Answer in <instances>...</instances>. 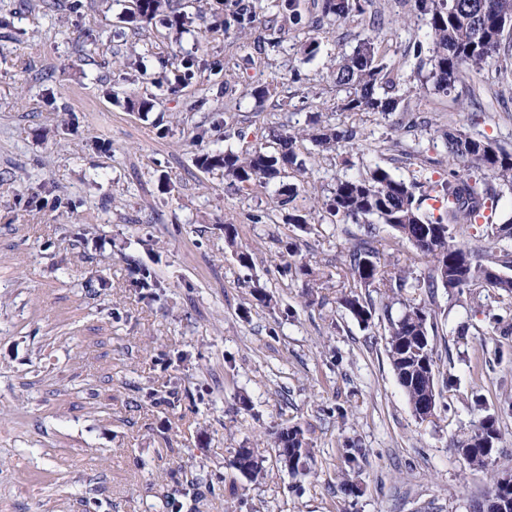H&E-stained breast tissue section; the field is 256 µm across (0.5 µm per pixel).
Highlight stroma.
<instances>
[{
	"label": "stroma",
	"instance_id": "1",
	"mask_svg": "<svg viewBox=\"0 0 512 512\" xmlns=\"http://www.w3.org/2000/svg\"><path fill=\"white\" fill-rule=\"evenodd\" d=\"M232 3L169 0L141 26L127 20L130 0H0V512H470L492 472H512V333L485 317L498 296L416 293L449 382L436 416L418 420L385 352L384 310L401 305L357 289L374 308L367 326L340 306L365 229L323 202L336 178L374 161L405 180L447 178L455 130L512 152V30L466 84L406 93L400 111L431 119L407 134L396 115L340 111L336 64L371 37L410 74L406 48L426 31L413 0H373L376 23L306 33L270 25L266 8L245 31L224 30ZM179 13L190 18L180 32L168 26ZM313 113L362 137L329 153L304 141L296 205L308 232L284 223L270 190L239 191L196 165L195 125L223 122L204 148L251 149ZM87 224L98 244L80 240ZM228 224L253 268L237 262ZM290 237L322 279L310 306L301 279L281 273ZM137 238L154 250L132 251ZM141 268L165 285L155 300L131 286ZM489 414L501 440L491 470H474L455 442ZM294 423L313 448L307 476L271 461L261 482L234 478L239 448ZM351 447L366 453L354 496L342 491Z\"/></svg>",
	"mask_w": 512,
	"mask_h": 512
}]
</instances>
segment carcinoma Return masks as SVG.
<instances>
[{"label":"carcinoma","instance_id":"cac0c4a2","mask_svg":"<svg viewBox=\"0 0 512 512\" xmlns=\"http://www.w3.org/2000/svg\"><path fill=\"white\" fill-rule=\"evenodd\" d=\"M320 18L334 23L363 17L372 0H316ZM167 0H142L132 18L148 25L162 13ZM414 7L426 26L428 55H423V42L412 43L413 55L420 66L407 78L384 63L379 49L371 40L358 41L353 52L336 65V83L345 91L340 110L349 114L373 112L388 115L398 108L403 82L430 83L438 92L446 93L457 83H465L472 69L491 62L500 52L505 30L512 26V0H414ZM256 17L255 0H236L234 8L224 15V30H244ZM317 126L309 134L306 129H273L271 145L237 151L227 147L218 151H202L196 157L199 168L220 171L239 190L255 186H274L276 210L288 212L285 223L304 230L305 216L298 214L295 201L300 185L287 180L288 172L303 174L308 158L302 142L309 138L321 150L329 152L352 145L358 138L357 127L342 123L320 125L319 117L311 118ZM448 157L466 167L451 169L448 179L431 184L417 179L405 181L393 176L378 163L366 166L354 177H338L325 202L326 212L353 224H385L399 239L408 242L418 255L432 266L423 277L387 261H380L375 237L354 246L349 254L353 279L361 288L382 284L394 295L407 289H423L432 295L439 288L448 294H461L471 288H492L499 297L498 312H488L489 324L512 331V275L490 277L489 270L512 271V250L504 246L486 257L475 249L455 241L453 231L463 224L485 221L487 236L498 241H512V215L502 223H490L486 211H495L503 197V189L512 192V152L459 130L448 135ZM224 236L239 264L253 265L252 253L236 241L237 229L224 225ZM283 273L295 274L305 281L306 295H313L317 285L315 272L307 263L296 260L284 267ZM141 298L152 300L160 284L149 273L142 272L132 282ZM341 305L359 322L367 324L373 307L351 292L341 298ZM398 316L387 313L386 353L397 382L412 410H418L425 397H439L438 370L435 361V325L427 307L413 301L401 302ZM499 433L496 420L487 416L469 437L458 442L457 451L473 469H484L492 456L479 441ZM276 464L293 476L307 472L312 448L306 430L299 425L280 427L271 432ZM265 456L254 448L237 450L229 466L242 477L257 482L266 475Z\"/></svg>","mask_w":512,"mask_h":512}]
</instances>
